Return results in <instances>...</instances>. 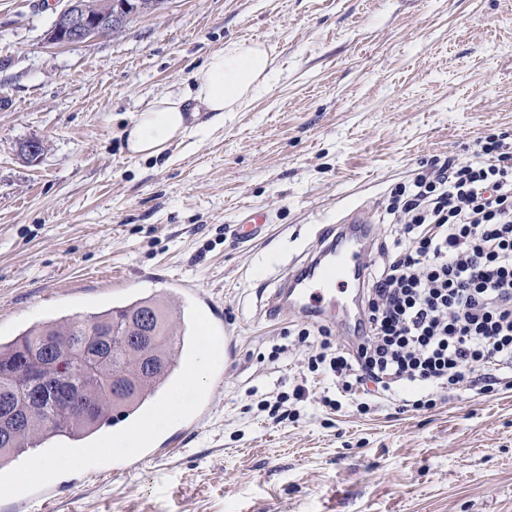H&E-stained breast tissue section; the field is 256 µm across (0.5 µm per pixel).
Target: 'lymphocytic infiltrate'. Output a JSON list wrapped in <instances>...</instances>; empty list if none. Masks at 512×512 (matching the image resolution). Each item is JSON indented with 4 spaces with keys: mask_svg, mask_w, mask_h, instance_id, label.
<instances>
[{
    "mask_svg": "<svg viewBox=\"0 0 512 512\" xmlns=\"http://www.w3.org/2000/svg\"><path fill=\"white\" fill-rule=\"evenodd\" d=\"M392 246L368 272L367 334L314 341L311 371L334 376L342 395L415 387L406 406L434 407L436 391L492 392L512 383V141L489 134L473 158L448 159L389 192Z\"/></svg>",
    "mask_w": 512,
    "mask_h": 512,
    "instance_id": "f902f5d3",
    "label": "lymphocytic infiltrate"
}]
</instances>
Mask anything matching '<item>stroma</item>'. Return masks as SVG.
Returning <instances> with one entry per match:
<instances>
[{
    "label": "stroma",
    "mask_w": 512,
    "mask_h": 512,
    "mask_svg": "<svg viewBox=\"0 0 512 512\" xmlns=\"http://www.w3.org/2000/svg\"><path fill=\"white\" fill-rule=\"evenodd\" d=\"M60 0H0V339L137 298L177 300L224 338L205 388L138 465L106 452L49 482L18 470L81 443L55 436L0 470V512H512V387L398 413L325 407L297 333L261 295L315 227L373 210L437 160L512 135V0H167L117 36L46 40ZM263 41L277 74L243 107L156 158L124 131L185 91L228 42ZM45 143L37 161L21 147ZM266 216L249 238L241 212ZM290 399L274 422L261 400Z\"/></svg>",
    "instance_id": "1"
}]
</instances>
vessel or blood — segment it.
<instances>
[{
  "label": "vessel or blood",
  "instance_id": "vessel-or-blood-1",
  "mask_svg": "<svg viewBox=\"0 0 512 512\" xmlns=\"http://www.w3.org/2000/svg\"><path fill=\"white\" fill-rule=\"evenodd\" d=\"M373 229V213L362 206L345 212L336 223L321 225L313 245L264 299L267 315L296 312L337 321L349 339L362 335L363 317L352 313L342 287L362 280L367 255L360 245L370 240Z\"/></svg>",
  "mask_w": 512,
  "mask_h": 512
}]
</instances>
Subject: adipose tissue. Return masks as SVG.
<instances>
[{
  "mask_svg": "<svg viewBox=\"0 0 512 512\" xmlns=\"http://www.w3.org/2000/svg\"><path fill=\"white\" fill-rule=\"evenodd\" d=\"M273 70L274 59L263 44L227 43L208 57L202 73L194 79L191 92L163 96L135 116L125 131L129 155L142 158L162 155L175 141L199 127L201 113L221 115L236 111ZM103 453L100 446L83 449L78 454L60 448L53 455L38 459L18 480L22 483L49 480L61 464L89 463Z\"/></svg>",
  "mask_w": 512,
  "mask_h": 512,
  "instance_id": "1",
  "label": "adipose tissue"
}]
</instances>
